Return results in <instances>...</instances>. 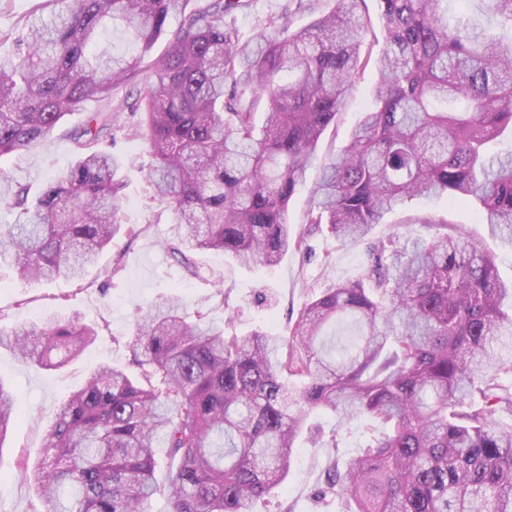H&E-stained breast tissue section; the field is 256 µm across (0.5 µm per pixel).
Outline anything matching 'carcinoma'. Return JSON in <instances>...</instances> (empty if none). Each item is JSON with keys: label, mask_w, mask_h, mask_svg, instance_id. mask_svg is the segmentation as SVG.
Segmentation results:
<instances>
[{"label": "carcinoma", "mask_w": 512, "mask_h": 512, "mask_svg": "<svg viewBox=\"0 0 512 512\" xmlns=\"http://www.w3.org/2000/svg\"><path fill=\"white\" fill-rule=\"evenodd\" d=\"M187 2L45 0L3 35L17 52L0 58V156L30 151L83 102L112 98L165 35L139 91V128L154 195L175 215L166 249L191 272L188 250L274 265L303 247L288 203L371 66L374 104L323 167L307 216L365 243L367 270L313 298L287 338L228 335L177 302L137 313L127 348L139 376L102 365L62 405L34 474L35 512H149L157 495L166 512H248L282 486L313 410L381 428L345 466L328 459L324 487L342 512H512V385L501 379L512 370V280L443 219L422 220L444 229L430 238L370 237L404 199L446 197L478 203L491 235L512 245V33L449 21L448 0H380L385 47L374 57L366 0H335L302 30L274 26L246 42L224 26L245 0L190 13ZM480 2L512 30V0ZM107 18L135 30L137 54L95 50ZM247 93L265 100L260 125L241 105ZM113 122L94 113L75 133L81 156L37 196L16 185L0 261L21 278L80 277L112 245L122 162L102 141ZM347 316L359 339L336 355L323 336ZM96 336L77 317L50 316L0 330V347L56 368ZM14 421L15 397L0 386V445Z\"/></svg>", "instance_id": "carcinoma-1"}]
</instances>
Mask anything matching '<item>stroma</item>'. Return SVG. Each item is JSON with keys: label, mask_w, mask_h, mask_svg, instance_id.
Wrapping results in <instances>:
<instances>
[{"label": "stroma", "mask_w": 512, "mask_h": 512, "mask_svg": "<svg viewBox=\"0 0 512 512\" xmlns=\"http://www.w3.org/2000/svg\"><path fill=\"white\" fill-rule=\"evenodd\" d=\"M328 0H251L249 7L225 15L226 26L250 39L265 30L272 18L286 16L291 30L314 21ZM377 75L366 68L355 79L351 95L334 128L316 147V158L302 174L288 204L293 234L304 236L303 250H288L273 267L238 265L219 251H195L196 274H187L167 252L174 216L166 203L154 200L148 182L151 161L146 141L137 136L138 118L123 112L113 131L112 151L126 160L120 222L124 229L112 246L90 267L82 280L21 279L14 268L0 263V329L11 330L39 322L49 315L75 316L95 326L99 335L76 361L59 370L20 362L10 349L0 348V383L16 396V419L0 446V512H34L38 494L23 469H35L43 456L44 435L60 406L80 389L98 366L128 368L126 345L134 335V316L141 307L177 298L188 311L204 313L207 320L243 335L263 330L287 335L304 306L331 284L362 276L366 270L365 245L337 239L329 230L309 231L306 215L311 190L321 167L342 153L362 112L372 107ZM105 101H88L67 114L56 129L30 152L0 157V224H13L17 212L8 201L16 184L39 190L60 176L81 152L74 138L88 114L109 111ZM437 216L461 228L491 253L501 278L512 279V246L493 238L475 202L452 203L447 198H414L399 203L376 225L373 237L405 232L407 224ZM308 434L297 441L290 473L275 496L249 504V512H340L336 497L323 493L322 474L327 464L329 439H337L338 453L350 459L379 431L376 422L361 417L340 421L332 413L312 412Z\"/></svg>", "instance_id": "stroma-1"}]
</instances>
